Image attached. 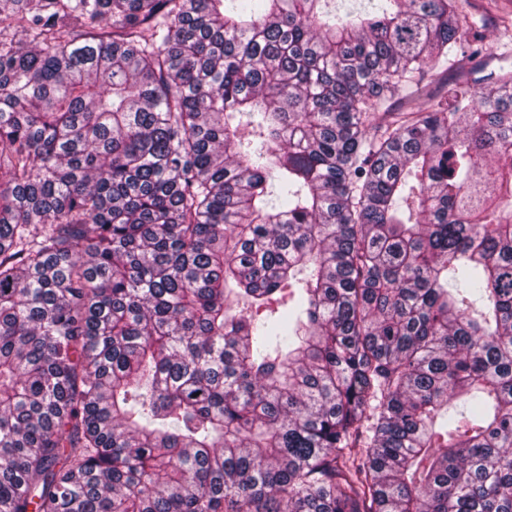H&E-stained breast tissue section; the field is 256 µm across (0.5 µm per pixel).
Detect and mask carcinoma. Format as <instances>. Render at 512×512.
Listing matches in <instances>:
<instances>
[{
    "mask_svg": "<svg viewBox=\"0 0 512 512\" xmlns=\"http://www.w3.org/2000/svg\"><path fill=\"white\" fill-rule=\"evenodd\" d=\"M473 27L0 0V512H512V72L420 106Z\"/></svg>",
    "mask_w": 512,
    "mask_h": 512,
    "instance_id": "obj_1",
    "label": "carcinoma"
}]
</instances>
